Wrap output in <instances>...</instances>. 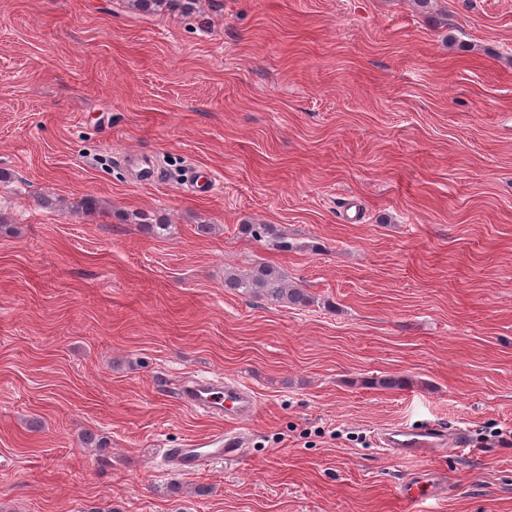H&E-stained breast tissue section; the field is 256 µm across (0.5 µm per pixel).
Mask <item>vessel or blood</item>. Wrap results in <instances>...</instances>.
Returning <instances> with one entry per match:
<instances>
[{
    "label": "vessel or blood",
    "instance_id": "b4317fda",
    "mask_svg": "<svg viewBox=\"0 0 512 512\" xmlns=\"http://www.w3.org/2000/svg\"><path fill=\"white\" fill-rule=\"evenodd\" d=\"M182 400L191 408L224 417L230 431L211 440L206 448L167 449V461L177 470H192L207 462L238 460L242 451L239 424L249 421L258 411V402L252 391L233 380L195 379L184 386ZM381 447L402 455H425L437 448H464L468 437L463 430L446 434L441 428L430 426L417 430L399 428L381 434Z\"/></svg>",
    "mask_w": 512,
    "mask_h": 512
}]
</instances>
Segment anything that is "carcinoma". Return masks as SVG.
<instances>
[{"mask_svg":"<svg viewBox=\"0 0 512 512\" xmlns=\"http://www.w3.org/2000/svg\"><path fill=\"white\" fill-rule=\"evenodd\" d=\"M171 2L173 0H129L131 7L152 13L165 10ZM242 230L255 240L276 235L275 230L267 224H245ZM224 287L269 305L306 306L312 302L306 289L288 282L286 274L271 263H256L240 273H228L224 277Z\"/></svg>","mask_w":512,"mask_h":512,"instance_id":"cac0c4a2","label":"carcinoma"}]
</instances>
